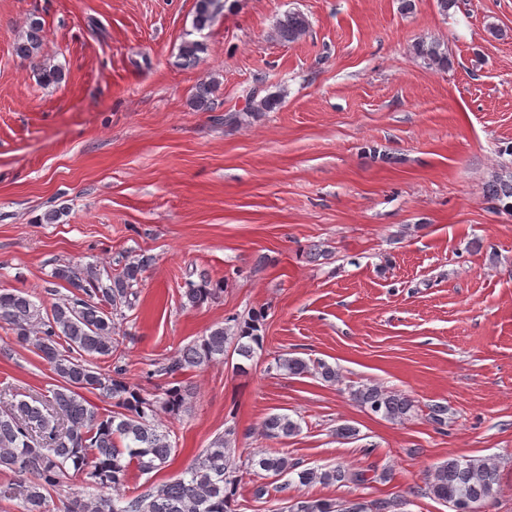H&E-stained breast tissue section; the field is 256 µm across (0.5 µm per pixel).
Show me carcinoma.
I'll return each instance as SVG.
<instances>
[{"label":"carcinoma","mask_w":512,"mask_h":512,"mask_svg":"<svg viewBox=\"0 0 512 512\" xmlns=\"http://www.w3.org/2000/svg\"><path fill=\"white\" fill-rule=\"evenodd\" d=\"M236 0H196L193 27L203 31ZM307 16L288 11L277 18L269 38L279 43H295L309 31ZM43 23L31 16L14 46L17 56L36 60L41 56ZM200 42L183 41L182 65L189 68L200 61ZM414 56L431 70L448 69V47L436 39H420L413 46ZM38 79L44 84L62 80V70L38 64ZM218 81H200L192 105L208 110L217 92ZM243 113H227L224 123L233 125L242 116L272 112L281 97L269 94L261 99L251 94ZM487 197L506 203L512 211V170L498 173L485 187ZM153 257L125 255L115 259L116 269H99L67 264L54 268L51 278L66 282L72 296L62 299L45 312L43 305L23 291L0 293V324L8 326L15 341L32 348L49 365L54 376L52 388L39 395L20 398L0 412V470L10 471L19 481L0 486V499H21L20 512H48L49 491L61 486L69 471L85 474L97 490L86 498L74 497L64 512H236L234 491L238 473L259 469L263 478L280 479L296 472L299 482L362 485L368 481L363 470L342 465L333 468L298 470V463L276 453L235 457L236 428L227 427L203 449L183 475L173 481L151 484L130 493L125 491L131 467L142 474L159 472L170 465L174 445L161 415L178 412L192 398L189 388L174 383L184 371L237 355L253 359L262 347L263 315L251 316L233 326L218 325L209 334L184 346L159 365L157 375L169 381L147 393L125 381L119 322L136 309L138 288ZM223 292L201 271L198 281L188 283L183 307L195 308ZM112 359V370L101 371L93 360ZM279 368L293 376L318 375L323 381L339 380V371L325 363L314 365L298 357H284ZM101 401H112V409L102 413L84 393ZM364 410L393 421H404L415 411L413 401L378 385H366L352 393ZM300 424L287 415L273 414L264 419L260 432L268 439L286 440L300 432ZM499 484L498 466L489 460L449 459L436 466L426 483L425 493L458 508L475 507L492 498ZM397 506L391 499L365 502L361 498L341 502L294 500L284 512H388Z\"/></svg>","instance_id":"carcinoma-1"}]
</instances>
